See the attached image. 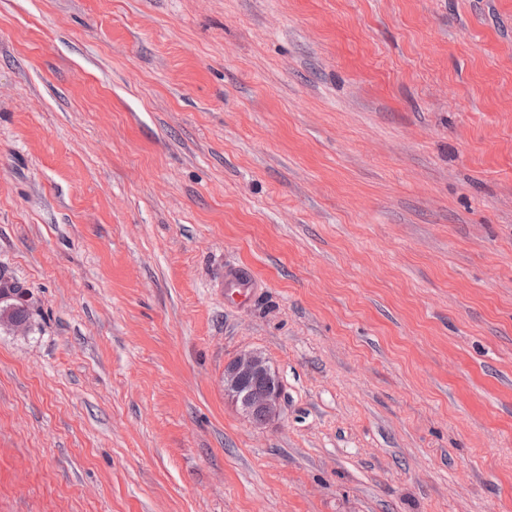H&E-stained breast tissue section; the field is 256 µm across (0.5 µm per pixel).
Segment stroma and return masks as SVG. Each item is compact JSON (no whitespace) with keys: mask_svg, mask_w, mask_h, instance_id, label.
I'll return each mask as SVG.
<instances>
[{"mask_svg":"<svg viewBox=\"0 0 512 512\" xmlns=\"http://www.w3.org/2000/svg\"><path fill=\"white\" fill-rule=\"evenodd\" d=\"M0 272V512H512V0H0ZM31 297L28 289L16 282L9 283L0 273V322H7L14 328L24 326L28 329L32 317ZM263 380L265 387L253 390L248 383ZM224 394L255 425H264L280 414L281 387L266 358L257 352H243L224 366Z\"/></svg>","mask_w":512,"mask_h":512,"instance_id":"stroma-1","label":"stroma"}]
</instances>
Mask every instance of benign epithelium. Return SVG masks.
<instances>
[{"instance_id":"7a95c632","label":"benign epithelium","mask_w":512,"mask_h":512,"mask_svg":"<svg viewBox=\"0 0 512 512\" xmlns=\"http://www.w3.org/2000/svg\"><path fill=\"white\" fill-rule=\"evenodd\" d=\"M224 394L256 425L280 414L281 387L266 358L243 352L224 366Z\"/></svg>"}]
</instances>
